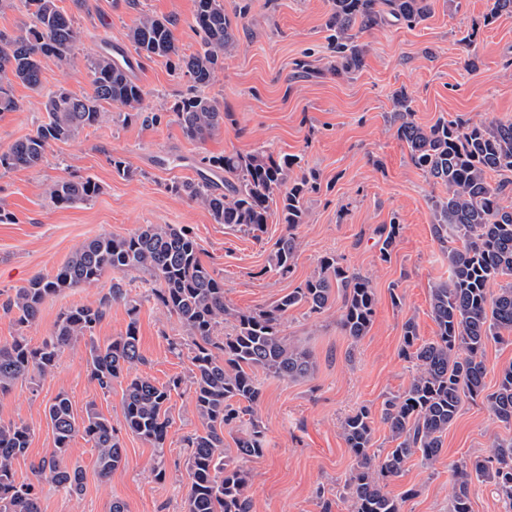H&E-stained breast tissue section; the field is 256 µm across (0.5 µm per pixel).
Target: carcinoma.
<instances>
[{"mask_svg": "<svg viewBox=\"0 0 512 512\" xmlns=\"http://www.w3.org/2000/svg\"><path fill=\"white\" fill-rule=\"evenodd\" d=\"M325 28L333 51L331 70L350 75L364 65L366 45L360 34L390 22L415 27L432 16V0H329ZM30 22L20 33H0V112L17 109L11 93L18 80L41 88V63L53 58L70 60L81 32L58 8L56 0H26ZM248 5L229 16L223 0H196L193 27L200 49L181 53L174 28L177 20L142 14L129 38L138 56L162 58L169 67L207 85L239 45V26ZM512 15V0H488L483 25ZM93 92L67 90L50 93L44 102L46 120L27 137L0 153V169L32 168L45 158L51 141L76 138L98 123L101 108L116 104L135 108L142 88L107 54L90 64ZM407 95L394 97L396 137L409 151L414 166L446 189V196L431 200L432 231L446 245L448 279L430 292V311L437 325L435 338L419 342L413 320L403 325V353L417 361L418 372L408 389L386 399L382 419L396 446L385 456L370 453L373 418L364 407L343 425L347 447L357 460L346 483L351 512H401L400 503L385 492L384 480L398 476L414 455L435 461L443 448L442 437L467 400L483 397L493 419L512 426V365L503 369L495 390L486 391L487 369L483 353L490 341L512 335V281L490 292L489 285L512 278V207L501 204L512 180L495 185L489 175L512 174V121L489 122L440 119L423 127L412 119ZM173 120L184 137L203 142L219 131L230 113L214 97L192 94L172 107ZM218 180L203 175L198 181H173L166 190L204 206L217 224H224L259 239L269 224L271 206L277 205L286 234L277 239L264 272L282 276L292 272L297 250L294 234L304 222L305 202L317 190L315 174L289 180L297 157L259 149L230 152L205 160ZM112 171L132 180L141 175L122 158L111 161ZM224 182V188L218 182ZM99 184L89 177L56 181L48 188L51 199L65 207L95 198ZM401 225L392 220L379 228L380 253L390 258ZM131 271L149 275L156 301L176 316L190 339L192 369L158 384L147 376H130L142 361L135 321L125 335L105 345L97 344L94 330L114 301L127 297L123 276ZM113 274L112 287L95 306L76 305L62 312L50 336L32 347L22 336L0 345V396L32 374L43 375L61 354L83 342L87 348L90 379L108 393L112 384L126 380L122 405L126 430L161 451L172 419V392L187 387L201 423L184 439L188 448L189 486L185 512H249L248 473L241 462L264 454L266 440L255 406L262 391L257 373L298 380L311 370V354L288 342L283 326L288 311L306 306L319 314L342 291L341 327L353 341L368 333L375 315L376 298L370 281L340 265L333 256L319 261V269L304 283L271 306L243 312L224 301V279L201 259L193 230L184 224H143L127 236L99 235L78 248L51 277L37 276L0 302L21 327L34 324L41 305L65 289L98 281ZM232 323L228 334L220 325ZM53 448L34 468L37 482L18 481L15 460L26 454L31 429L24 423H0V512H42L40 483L47 482L68 495L81 491L83 472L67 463L73 438L80 434L97 451L99 475L106 478L125 464V456L112 421L91 405L85 416L74 415L69 397L58 394L49 404ZM249 414L250 428L235 438L236 458L224 456V431H231L241 415ZM452 496L448 512H471L474 481L487 479L512 505V438L502 439L491 453L473 461H459L450 469Z\"/></svg>", "mask_w": 512, "mask_h": 512, "instance_id": "obj_1", "label": "carcinoma"}]
</instances>
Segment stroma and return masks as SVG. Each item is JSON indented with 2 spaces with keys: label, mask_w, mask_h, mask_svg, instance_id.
Masks as SVG:
<instances>
[{
  "label": "stroma",
  "mask_w": 512,
  "mask_h": 512,
  "mask_svg": "<svg viewBox=\"0 0 512 512\" xmlns=\"http://www.w3.org/2000/svg\"><path fill=\"white\" fill-rule=\"evenodd\" d=\"M249 11L239 48L223 71L203 87L230 118L206 142L185 138L171 116V106L193 88L163 59H139L137 78L145 95L134 118L123 107L104 105L97 124L75 139L50 142L46 159L35 168L0 170V206L14 216L0 223V293L11 294L35 276H50L85 242L102 234L125 236L144 224L191 227L201 257L224 279V298L247 311L268 306L318 270V261L336 256L345 267L369 279L377 298L373 324L360 341L340 325L341 302L323 313L291 309L284 323L289 341L308 348L314 369L300 381L259 375L262 399L256 409L267 441L262 457L244 462L251 480L250 512H349L346 481L356 460L343 438L345 419L368 407L374 419L372 453L381 456L394 442L382 419L385 399L402 393L416 373L403 356V325L415 320L420 340L434 339L431 288L447 279L448 263L432 231V198L444 194L410 160L396 137L392 97L404 91L413 118L428 127L457 115L479 120L512 121V16L483 26L487 0H434L432 16L409 28L388 25L361 35L368 46L365 65L349 78L329 74L332 52L325 21L329 0H224L227 13L241 2ZM75 19L82 37L68 63L42 62L40 90L13 82L19 107L0 114V152L23 139L45 118L47 92L92 90L90 62L105 41L127 45V34L143 13L178 20L175 30L183 53H193L200 38L191 26L195 0H57ZM473 36L477 68L467 65L464 37ZM315 76L301 73V63ZM160 122H151V115ZM266 147L301 160L294 175L316 173L319 189L309 195L306 218L295 231L298 250L291 276L266 273L275 241L286 228L271 217L261 239L214 223L198 203L172 195L173 181L197 179L203 157ZM137 169V179H120L112 158ZM92 177L101 186L90 202L62 207L46 192L51 183ZM397 219L401 232L389 259L380 256L378 228ZM125 282L129 300L116 302L94 336L106 343L136 322L143 364L137 373L165 383L187 376L192 364L188 338L175 316L150 295L144 274ZM111 275L46 299L38 321L18 326L0 313V344L22 336L39 346L51 335L59 314L89 304L107 292ZM123 384L102 393L90 380L83 345L67 349L55 368L19 381L0 398V423H25L33 431L25 456L14 463L21 481L53 447L46 409L66 393L76 416L88 405L111 418L126 457L125 466L100 477L96 453L75 437L67 461L80 467L83 488L72 497L41 484L42 512H111L113 501L128 512H184L188 488L184 439L200 422L189 389L173 393L172 425L164 452L126 432ZM512 427L495 422L482 399L466 401L443 437L440 457L431 463L412 457L386 489L401 501V512H448V467L484 457ZM164 478H156V467Z\"/></svg>",
  "instance_id": "1"
}]
</instances>
